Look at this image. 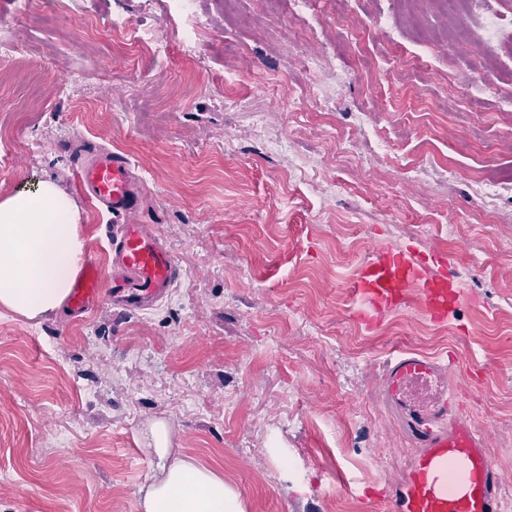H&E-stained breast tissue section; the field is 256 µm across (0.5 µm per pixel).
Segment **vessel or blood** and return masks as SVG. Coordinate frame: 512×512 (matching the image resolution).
I'll return each instance as SVG.
<instances>
[{
	"label": "vessel or blood",
	"instance_id": "1",
	"mask_svg": "<svg viewBox=\"0 0 512 512\" xmlns=\"http://www.w3.org/2000/svg\"><path fill=\"white\" fill-rule=\"evenodd\" d=\"M85 199L119 216L109 229L112 242V297L116 305L143 309L164 298L179 276L167 243L147 224L131 222L145 198L144 183L124 156L89 153L75 164ZM446 256L433 264L405 252L377 247L351 286L355 319L370 323L378 313L419 302L436 321L469 296L448 278ZM103 274L84 260L66 305L73 315L95 311L103 301ZM453 364L403 351L384 376L387 400L407 437L421 447L398 481L380 492L386 512H500L503 474L488 451L485 431L476 428L453 402Z\"/></svg>",
	"mask_w": 512,
	"mask_h": 512
}]
</instances>
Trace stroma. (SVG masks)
I'll return each mask as SVG.
<instances>
[{
  "mask_svg": "<svg viewBox=\"0 0 512 512\" xmlns=\"http://www.w3.org/2000/svg\"><path fill=\"white\" fill-rule=\"evenodd\" d=\"M193 4L211 26L179 0H45L53 25L0 0V41L38 60L0 68V196L57 182L86 255L105 260L117 219L72 169L80 150L120 153L146 186L141 223L181 266L160 315L0 313V512H140L157 421L246 512H378L414 453L382 391L402 350L455 357L512 512V51L485 71L475 44L431 45L434 0H345L339 14L308 0L301 21L287 0H237L231 17L224 0ZM115 11L129 31L109 27ZM414 55L420 68H395ZM275 138L287 153L268 150ZM479 180L499 190L497 222ZM380 244L445 253L470 302L442 323L407 307L357 323L349 286Z\"/></svg>",
  "mask_w": 512,
  "mask_h": 512,
  "instance_id": "obj_1",
  "label": "stroma"
}]
</instances>
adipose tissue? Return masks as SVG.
<instances>
[{
  "label": "adipose tissue",
  "mask_w": 512,
  "mask_h": 512,
  "mask_svg": "<svg viewBox=\"0 0 512 512\" xmlns=\"http://www.w3.org/2000/svg\"><path fill=\"white\" fill-rule=\"evenodd\" d=\"M80 214L53 181L0 198V308L35 321L63 305L84 256ZM149 455L159 476L141 512H244L239 492L218 471L173 456L170 429L150 428Z\"/></svg>",
  "instance_id": "ef3b65f1"
}]
</instances>
